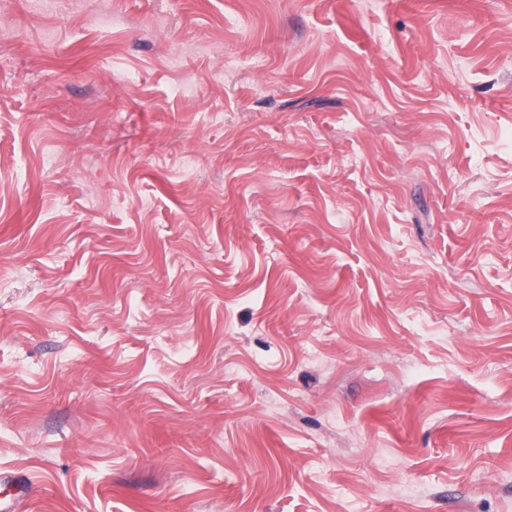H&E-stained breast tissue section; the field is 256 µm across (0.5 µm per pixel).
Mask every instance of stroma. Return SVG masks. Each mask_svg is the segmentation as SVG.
I'll use <instances>...</instances> for the list:
<instances>
[{"mask_svg": "<svg viewBox=\"0 0 512 512\" xmlns=\"http://www.w3.org/2000/svg\"><path fill=\"white\" fill-rule=\"evenodd\" d=\"M93 4L0 0V496L512 512V0Z\"/></svg>", "mask_w": 512, "mask_h": 512, "instance_id": "obj_1", "label": "stroma"}]
</instances>
